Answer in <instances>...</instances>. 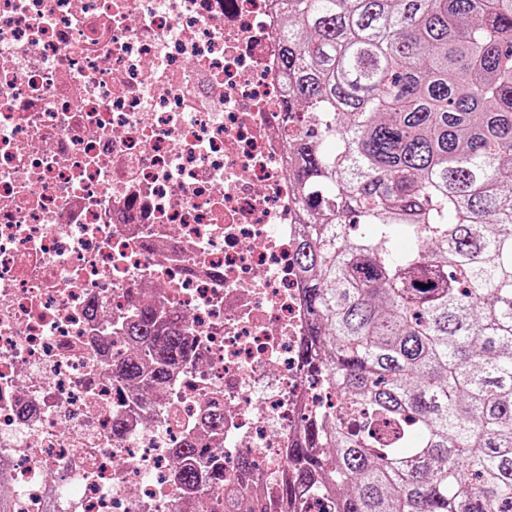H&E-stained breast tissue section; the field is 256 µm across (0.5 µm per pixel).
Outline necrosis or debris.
<instances>
[{"label": "necrosis or debris", "instance_id": "4bbe7bcc", "mask_svg": "<svg viewBox=\"0 0 512 512\" xmlns=\"http://www.w3.org/2000/svg\"><path fill=\"white\" fill-rule=\"evenodd\" d=\"M284 20L276 0H0L11 512H196L175 478L188 437L218 452L219 512H280L318 400L299 357ZM146 307L196 353L136 409L109 360L125 353L114 321Z\"/></svg>", "mask_w": 512, "mask_h": 512}]
</instances>
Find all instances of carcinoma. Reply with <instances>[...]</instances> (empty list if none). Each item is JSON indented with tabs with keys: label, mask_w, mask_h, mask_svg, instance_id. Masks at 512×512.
<instances>
[{
	"label": "carcinoma",
	"mask_w": 512,
	"mask_h": 512,
	"mask_svg": "<svg viewBox=\"0 0 512 512\" xmlns=\"http://www.w3.org/2000/svg\"><path fill=\"white\" fill-rule=\"evenodd\" d=\"M296 260L324 392L287 450L281 512H512V0H281ZM411 242L398 247L393 232ZM112 377L194 355L153 309ZM181 486L213 512L216 455Z\"/></svg>",
	"instance_id": "cac0c4a2"
}]
</instances>
